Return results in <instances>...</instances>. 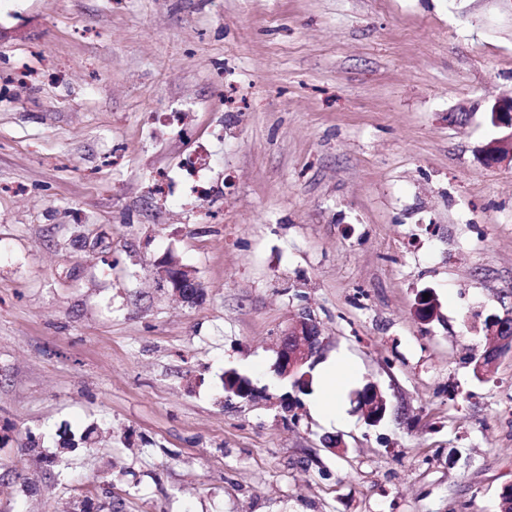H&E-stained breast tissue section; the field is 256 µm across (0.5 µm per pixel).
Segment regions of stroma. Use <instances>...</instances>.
<instances>
[{
    "instance_id": "1",
    "label": "stroma",
    "mask_w": 512,
    "mask_h": 512,
    "mask_svg": "<svg viewBox=\"0 0 512 512\" xmlns=\"http://www.w3.org/2000/svg\"><path fill=\"white\" fill-rule=\"evenodd\" d=\"M510 97L512 0H0V512H498ZM303 314L379 423L281 411ZM494 117L496 127L510 129L511 132L505 137L498 138L485 146L484 159L491 166L499 165L505 161H512V98L495 102L490 111ZM496 146L506 149V154L494 151ZM158 275L165 283L174 284V288H185L184 302L188 304L195 303L201 295V285L193 274L188 273L183 268L166 266L158 271Z\"/></svg>"
}]
</instances>
